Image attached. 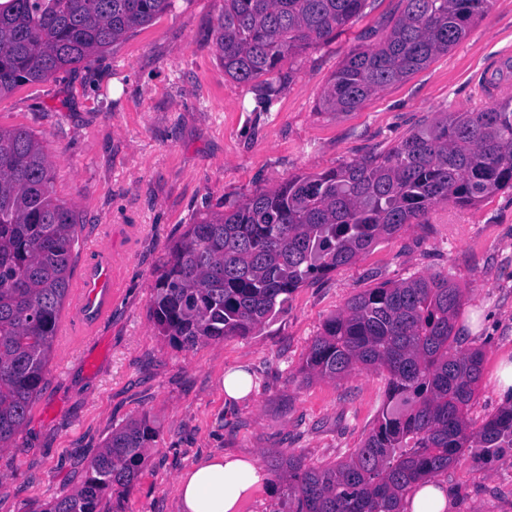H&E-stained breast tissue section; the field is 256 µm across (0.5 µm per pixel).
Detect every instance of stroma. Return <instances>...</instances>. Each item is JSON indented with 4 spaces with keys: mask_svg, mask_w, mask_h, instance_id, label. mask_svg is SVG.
<instances>
[{
    "mask_svg": "<svg viewBox=\"0 0 512 512\" xmlns=\"http://www.w3.org/2000/svg\"><path fill=\"white\" fill-rule=\"evenodd\" d=\"M403 8L370 0L331 41L300 52L265 111L264 85L224 73L212 36L224 0H174L86 66L0 98V127L42 139L54 193L77 213L74 277L96 263L103 236L114 269L109 315L74 349L54 347L26 424L0 450V512H43L72 494L113 430L145 416L158 436L111 512H179L178 477L206 455L253 457L264 468L276 452L316 466L343 459L373 428L386 381L358 369L305 382L299 369L326 318L367 289L415 274H441L461 289L456 326L481 309L479 331L456 341L484 354L472 427L500 410L491 373L512 351V189L473 208L433 206L420 223L297 289L287 312L252 335L185 350L148 317L156 271L188 224L291 177L387 149L441 113L487 105V63L512 57V0H492L458 45L358 109L322 108L348 53L367 35L383 38ZM230 369L245 371L252 389L229 404ZM441 481L454 512H512V448L464 451Z\"/></svg>",
    "mask_w": 512,
    "mask_h": 512,
    "instance_id": "35a3bbf8",
    "label": "stroma"
}]
</instances>
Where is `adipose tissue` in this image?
Listing matches in <instances>:
<instances>
[{
	"mask_svg": "<svg viewBox=\"0 0 512 512\" xmlns=\"http://www.w3.org/2000/svg\"><path fill=\"white\" fill-rule=\"evenodd\" d=\"M271 479L253 458L205 456L177 480L180 512H236Z\"/></svg>",
	"mask_w": 512,
	"mask_h": 512,
	"instance_id": "ef3b65f1",
	"label": "adipose tissue"
}]
</instances>
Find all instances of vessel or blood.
Listing matches in <instances>:
<instances>
[{
	"instance_id": "1",
	"label": "vessel or blood",
	"mask_w": 512,
	"mask_h": 512,
	"mask_svg": "<svg viewBox=\"0 0 512 512\" xmlns=\"http://www.w3.org/2000/svg\"><path fill=\"white\" fill-rule=\"evenodd\" d=\"M73 317L60 321L64 341L85 334L108 312L112 298V260L102 257L73 289Z\"/></svg>"
}]
</instances>
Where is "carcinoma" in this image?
<instances>
[{
  "label": "carcinoma",
  "instance_id": "carcinoma-1",
  "mask_svg": "<svg viewBox=\"0 0 512 512\" xmlns=\"http://www.w3.org/2000/svg\"><path fill=\"white\" fill-rule=\"evenodd\" d=\"M378 43L351 51L322 106L351 112L372 94L456 46L490 0H403ZM173 0H0V96L77 69ZM367 0H224L213 36L224 74L266 85L291 80L285 58L359 17ZM512 188V97L448 112L393 146L188 225L156 272L149 320L182 348L248 336L288 309L309 281L353 263L383 236L433 206L477 205ZM76 212L55 197L51 161L26 128H0V449L25 424L71 290ZM461 290L413 277L353 296L328 318L299 373L337 380L357 368L386 373V402L361 447L332 465L280 454L282 512H404L417 487L466 448H512V405L478 430L468 411L482 354L453 347ZM157 432L146 419L112 432L72 494L45 512H103L144 466Z\"/></svg>",
  "mask_w": 512,
  "mask_h": 512
}]
</instances>
